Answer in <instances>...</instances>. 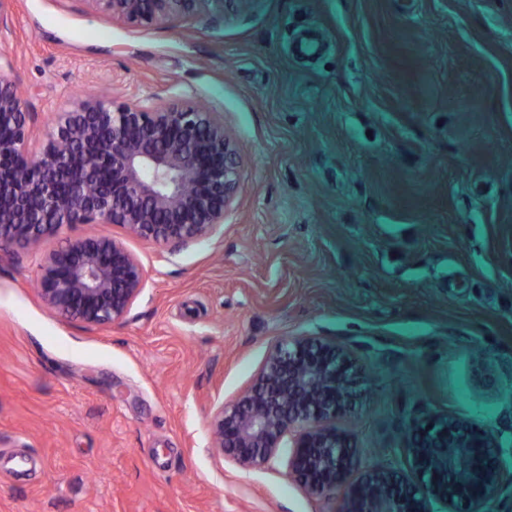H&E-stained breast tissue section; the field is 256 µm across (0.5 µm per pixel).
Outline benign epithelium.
Masks as SVG:
<instances>
[{
    "label": "benign epithelium",
    "instance_id": "1",
    "mask_svg": "<svg viewBox=\"0 0 512 512\" xmlns=\"http://www.w3.org/2000/svg\"><path fill=\"white\" fill-rule=\"evenodd\" d=\"M111 20L159 25L216 17L234 0H82ZM240 154L214 113L170 101L68 99L37 143L18 84L0 66V246L41 247L64 225L117 224L158 245H187L224 224ZM146 271L100 231L43 255L38 292L86 324L122 320ZM366 378L344 344L278 341L253 385L219 406L211 448L242 468H286L308 493L332 490L337 512H485L503 481L499 437L446 412L412 419L389 466H360L336 416L357 409Z\"/></svg>",
    "mask_w": 512,
    "mask_h": 512
}]
</instances>
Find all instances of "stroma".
Wrapping results in <instances>:
<instances>
[{
	"mask_svg": "<svg viewBox=\"0 0 512 512\" xmlns=\"http://www.w3.org/2000/svg\"><path fill=\"white\" fill-rule=\"evenodd\" d=\"M1 50L36 136L88 90L174 100L216 112L242 169L194 243L109 225L147 278L107 326L35 288L43 252L93 225L0 248V512H336L210 448L209 416L286 336L363 366L336 428L364 463L438 410L512 444V0H246L158 26L11 0Z\"/></svg>",
	"mask_w": 512,
	"mask_h": 512,
	"instance_id": "obj_1",
	"label": "stroma"
}]
</instances>
